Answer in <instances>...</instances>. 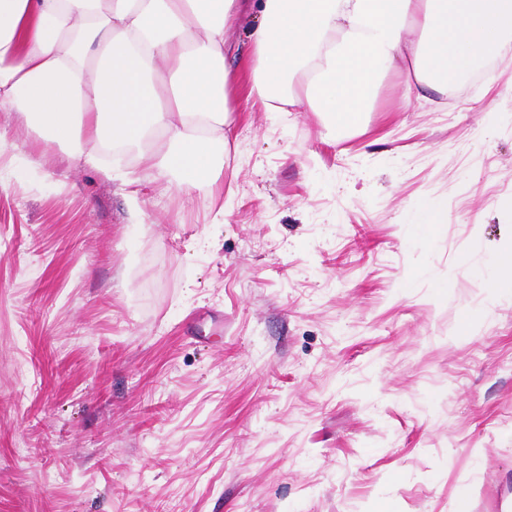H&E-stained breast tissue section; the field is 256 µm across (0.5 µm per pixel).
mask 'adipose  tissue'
<instances>
[{
	"label": "adipose tissue",
	"mask_w": 512,
	"mask_h": 512,
	"mask_svg": "<svg viewBox=\"0 0 512 512\" xmlns=\"http://www.w3.org/2000/svg\"><path fill=\"white\" fill-rule=\"evenodd\" d=\"M250 15L251 96L340 129L372 111L382 75L447 92L512 31V0H0V112L74 145V162L99 167L128 146L146 167L214 185L237 78L225 34ZM160 138L162 155L151 148Z\"/></svg>",
	"instance_id": "ef3b65f1"
}]
</instances>
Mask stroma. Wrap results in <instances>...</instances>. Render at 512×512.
Masks as SVG:
<instances>
[{
    "label": "stroma",
    "mask_w": 512,
    "mask_h": 512,
    "mask_svg": "<svg viewBox=\"0 0 512 512\" xmlns=\"http://www.w3.org/2000/svg\"><path fill=\"white\" fill-rule=\"evenodd\" d=\"M505 44L359 131L240 79L220 193L0 112V512H512Z\"/></svg>",
    "instance_id": "obj_1"
}]
</instances>
